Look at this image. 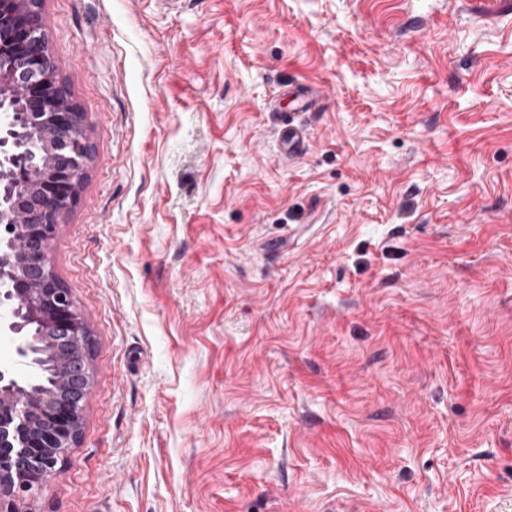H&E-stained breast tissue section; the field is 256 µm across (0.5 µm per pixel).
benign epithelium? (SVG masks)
<instances>
[{"label": "benign epithelium", "instance_id": "obj_1", "mask_svg": "<svg viewBox=\"0 0 512 512\" xmlns=\"http://www.w3.org/2000/svg\"><path fill=\"white\" fill-rule=\"evenodd\" d=\"M43 0H0V512L61 475L91 389L89 333L49 256L91 156L85 113L56 74ZM53 383L42 384L46 358Z\"/></svg>", "mask_w": 512, "mask_h": 512}]
</instances>
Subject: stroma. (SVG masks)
I'll use <instances>...</instances> for the list:
<instances>
[{"label":"stroma","instance_id":"35a3bbf8","mask_svg":"<svg viewBox=\"0 0 512 512\" xmlns=\"http://www.w3.org/2000/svg\"><path fill=\"white\" fill-rule=\"evenodd\" d=\"M488 2L45 0L93 147L50 245L93 377L33 512H512ZM280 130L282 146L288 158L298 156L306 150L308 138L305 129L288 121Z\"/></svg>","mask_w":512,"mask_h":512}]
</instances>
